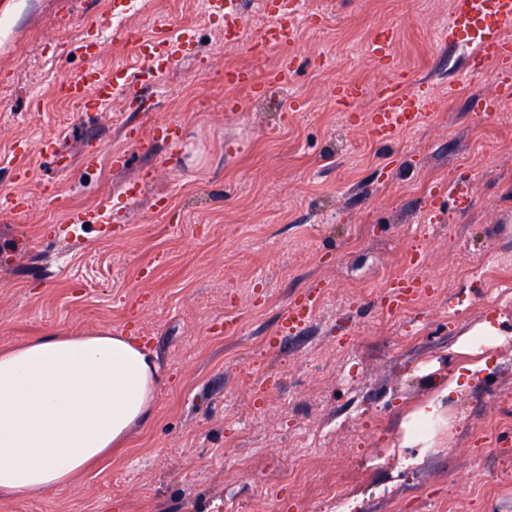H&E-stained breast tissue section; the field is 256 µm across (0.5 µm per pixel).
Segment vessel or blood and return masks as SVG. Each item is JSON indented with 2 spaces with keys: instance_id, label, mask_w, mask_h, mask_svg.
<instances>
[{
  "instance_id": "b4317fda",
  "label": "vessel or blood",
  "mask_w": 512,
  "mask_h": 512,
  "mask_svg": "<svg viewBox=\"0 0 512 512\" xmlns=\"http://www.w3.org/2000/svg\"><path fill=\"white\" fill-rule=\"evenodd\" d=\"M299 0H292L289 11L273 15L270 24L258 36L255 45L262 49L279 51L281 64L279 81H288L293 68L295 22L299 15ZM449 34L467 33L471 46L467 70L470 76L484 74L489 66L512 63V0H452L448 20ZM395 37L393 30L383 27L376 31L368 44L371 57L379 62L392 59ZM193 42L191 31H183L178 43H171L165 31H158L149 40L139 41L138 52L145 62L136 72L115 70L110 75H99L87 70L82 76L66 80L63 89L76 100L81 109H102L113 96L137 94L146 78H159L188 55ZM224 83L233 89H246L258 94L263 85L245 68H228ZM412 78L402 69L376 86L351 83L342 86L338 104L343 111H354L365 97H373L376 106L370 115V134L380 140L394 138L402 129L415 125L425 113L433 111L435 99L417 94L410 89Z\"/></svg>"
}]
</instances>
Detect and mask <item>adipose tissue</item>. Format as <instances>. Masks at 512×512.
Here are the masks:
<instances>
[{"label":"adipose tissue","mask_w":512,"mask_h":512,"mask_svg":"<svg viewBox=\"0 0 512 512\" xmlns=\"http://www.w3.org/2000/svg\"><path fill=\"white\" fill-rule=\"evenodd\" d=\"M479 364H462L402 425L400 445L428 448L427 426ZM162 378L138 340L55 332L0 349V500L48 494L123 448L152 415Z\"/></svg>","instance_id":"1"}]
</instances>
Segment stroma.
Instances as JSON below:
<instances>
[{
  "label": "stroma",
  "mask_w": 512,
  "mask_h": 512,
  "mask_svg": "<svg viewBox=\"0 0 512 512\" xmlns=\"http://www.w3.org/2000/svg\"><path fill=\"white\" fill-rule=\"evenodd\" d=\"M136 2L123 20L146 37L195 18L196 53L143 100L82 112L61 78L144 65L109 27L111 5L0 0L12 22L0 33V195L30 202L0 212V348L106 329L140 339L164 380L125 448L73 487L0 501V512H251L262 491L266 512H320L329 485L358 512H439L450 496L459 512H512L485 495L512 476V432L490 434L512 421V300H490L512 285V105L477 116L498 75L465 73L467 42L446 37L448 0H317L321 18L296 25L285 85L278 51L248 48L271 0H233L244 32L234 47L198 0ZM379 26L395 29L412 90L439 97L387 144L367 132L373 99L353 112L336 103L345 82L387 78L367 53ZM95 38L90 60L81 46ZM228 66L251 69L265 93L226 88ZM451 81L456 96L441 97ZM168 123L173 138L138 141ZM90 148L99 162L85 168ZM453 185L468 204L449 197ZM103 202L111 227L69 222ZM416 252L432 285L389 313ZM307 300L310 319L291 326L288 308ZM487 320L501 335L454 397L465 424L451 451L400 447L406 415L467 363L464 335ZM301 464L295 489L286 473Z\"/></svg>",
  "instance_id": "1"
}]
</instances>
